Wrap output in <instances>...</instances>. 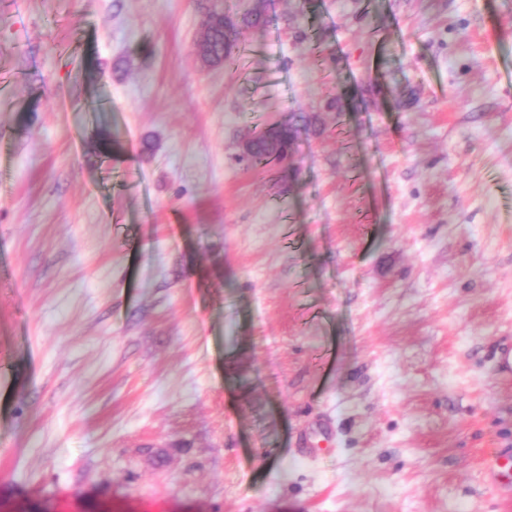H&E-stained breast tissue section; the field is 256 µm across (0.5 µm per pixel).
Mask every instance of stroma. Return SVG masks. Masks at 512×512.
Returning a JSON list of instances; mask_svg holds the SVG:
<instances>
[{"instance_id":"obj_1","label":"stroma","mask_w":512,"mask_h":512,"mask_svg":"<svg viewBox=\"0 0 512 512\" xmlns=\"http://www.w3.org/2000/svg\"><path fill=\"white\" fill-rule=\"evenodd\" d=\"M508 347L512 0H0V512H512ZM262 24L263 14L260 9H254L243 16L226 14L223 9H213L201 40V59L209 64L229 60L237 46L239 31L257 28ZM312 125V118L305 113L293 114L283 125L277 142L271 143L268 139V130L261 132L247 141L251 143L250 158L239 157L240 162H246L247 165L266 163L271 160L282 161L288 152V147L294 144L302 131H305ZM243 143L242 155H247L249 151L248 142ZM290 163L292 161V150L285 157Z\"/></svg>"}]
</instances>
